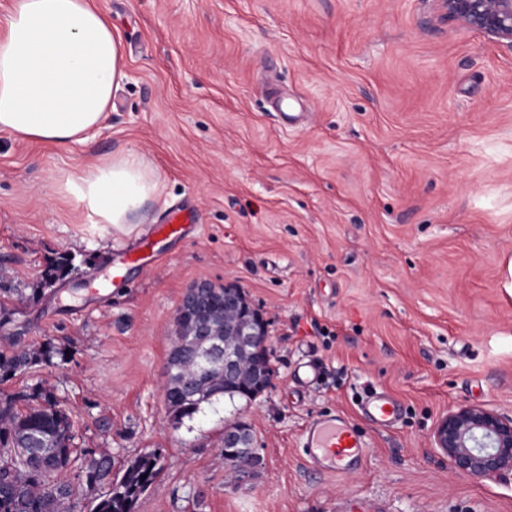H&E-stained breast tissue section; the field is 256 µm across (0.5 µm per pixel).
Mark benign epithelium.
Masks as SVG:
<instances>
[{"instance_id":"1","label":"benign epithelium","mask_w":512,"mask_h":512,"mask_svg":"<svg viewBox=\"0 0 512 512\" xmlns=\"http://www.w3.org/2000/svg\"><path fill=\"white\" fill-rule=\"evenodd\" d=\"M448 19L512 47V0H443ZM214 284L201 280L182 295L174 318L178 333L175 356L167 361L165 387L192 403L206 401L209 393L230 388L258 387L264 369L250 361L265 345L263 329L240 291L224 287L222 305L212 299ZM195 362L200 374L187 377L179 366ZM246 430L224 431V456L232 462L239 454L255 455L245 443ZM435 447L448 455L453 470L478 479L512 473V415L483 405H461L441 417L432 432Z\"/></svg>"}]
</instances>
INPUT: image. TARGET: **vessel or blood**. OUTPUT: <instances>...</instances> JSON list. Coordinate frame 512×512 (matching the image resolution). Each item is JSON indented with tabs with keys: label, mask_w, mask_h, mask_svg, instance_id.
<instances>
[{
	"label": "vessel or blood",
	"mask_w": 512,
	"mask_h": 512,
	"mask_svg": "<svg viewBox=\"0 0 512 512\" xmlns=\"http://www.w3.org/2000/svg\"><path fill=\"white\" fill-rule=\"evenodd\" d=\"M197 215L189 206L171 210L161 224L150 225L124 249L112 267L113 279L120 280L128 269L150 271L160 264L157 246L163 241L184 239L195 227ZM365 421L375 430H393L400 421L401 404L386 391L370 393L360 404ZM305 455L311 467L350 473L359 469L363 460L362 435L349 419L327 416L310 422L303 434Z\"/></svg>",
	"instance_id": "b4317fda"
}]
</instances>
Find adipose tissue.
Listing matches in <instances>:
<instances>
[{
	"instance_id": "adipose-tissue-1",
	"label": "adipose tissue",
	"mask_w": 512,
	"mask_h": 512,
	"mask_svg": "<svg viewBox=\"0 0 512 512\" xmlns=\"http://www.w3.org/2000/svg\"><path fill=\"white\" fill-rule=\"evenodd\" d=\"M122 43L89 0H14L0 16V132L52 145L86 141L124 77ZM161 174L120 153L59 178V198L96 224L132 223Z\"/></svg>"
}]
</instances>
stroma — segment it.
I'll return each instance as SVG.
<instances>
[{"mask_svg":"<svg viewBox=\"0 0 512 512\" xmlns=\"http://www.w3.org/2000/svg\"><path fill=\"white\" fill-rule=\"evenodd\" d=\"M125 77L94 137L43 146L0 133V352L4 337L60 348L0 383L50 389L78 453L114 471L156 454L134 512H512V475L452 472L431 433L465 404L512 413V48L450 22L438 0H92ZM277 87L301 127L282 128ZM135 151L163 187L120 231L77 217L57 178ZM198 214L161 267L112 286L132 234L176 204ZM68 276L47 283L51 266ZM244 292L267 323L272 376L246 399L173 422L163 380L185 290ZM316 364L309 388L293 380ZM374 390L404 406L369 428ZM366 434L360 471L306 462L315 418ZM256 462L224 481V428Z\"/></svg>","mask_w":512,"mask_h":512,"instance_id":"obj_1","label":"stroma"}]
</instances>
